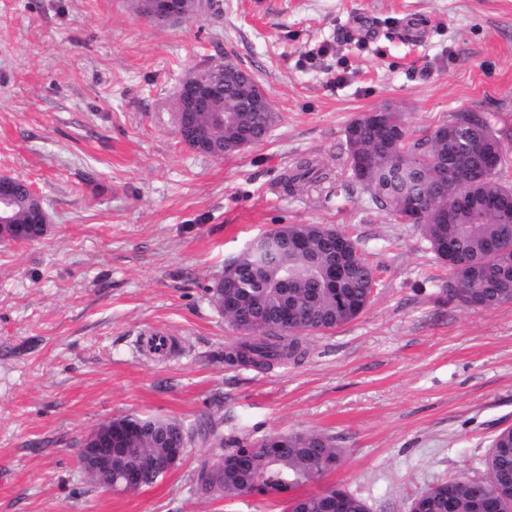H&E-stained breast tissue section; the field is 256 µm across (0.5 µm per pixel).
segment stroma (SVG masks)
<instances>
[{
  "mask_svg": "<svg viewBox=\"0 0 512 512\" xmlns=\"http://www.w3.org/2000/svg\"><path fill=\"white\" fill-rule=\"evenodd\" d=\"M219 2L159 29L132 0H0V176L25 180L48 216L41 239L0 244V512H284L282 496L198 493L221 453L212 438L152 486L91 483L83 439L131 413L209 417L251 444L329 433L344 455L322 486L370 512L482 476L512 425V303H441L448 272L419 228L360 188L283 185L303 157L343 173L347 125L387 102L417 136L462 111L512 129V0ZM219 58L277 115L263 142L222 159L175 123L182 80ZM285 224L358 241L379 268L373 302L310 337L299 363L227 364L239 335L209 290ZM152 331L176 336L170 355L145 352Z\"/></svg>",
  "mask_w": 512,
  "mask_h": 512,
  "instance_id": "35a3bbf8",
  "label": "stroma"
}]
</instances>
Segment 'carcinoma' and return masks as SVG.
Segmentation results:
<instances>
[{"label":"carcinoma","instance_id":"obj_1","mask_svg":"<svg viewBox=\"0 0 512 512\" xmlns=\"http://www.w3.org/2000/svg\"><path fill=\"white\" fill-rule=\"evenodd\" d=\"M240 68L231 60H218L198 73L217 80L229 69ZM224 108L232 121L218 123L212 112H193L187 118L175 115L177 133L185 141L195 136L209 140L213 148L202 155L222 158L237 154L239 140L247 135L253 143L264 140L276 117L271 108L242 100L238 85L224 79ZM389 128L353 120L345 130L347 185H357L373 203L393 219L427 200L432 207L417 225L436 259L450 248L456 261L448 266V282L441 299L466 308L491 309L512 303V183L504 181L507 159L490 162L482 153L462 149L465 141L479 138L492 151L504 144L508 134L495 127L493 119L475 112H458L430 134L415 138L404 115L391 105L380 107ZM446 164L463 166L477 174L457 201L439 190L440 169ZM329 179L317 161L300 159L286 179L288 189L305 183L321 184ZM13 222L25 224L44 212L40 199L26 182L15 179ZM337 229L327 224H285L272 231L276 246L270 250L242 254L224 267L216 285L221 301L235 307L224 318L237 333L248 335L224 353L228 364L270 367L298 363L309 352L306 339L336 330L362 315L372 304L377 269L363 256L357 243L342 257L345 269L336 287L319 282L320 264L329 260ZM305 248H294L296 241ZM287 309L298 313V322L284 331L277 327ZM140 430L124 438L115 458L112 482L123 483L124 472L146 454L183 456L182 433H194L197 424L183 420L132 415ZM227 454L246 456V463L217 473L201 469L198 478L215 484L218 497L247 494H289L287 512H325V502L336 496L342 512H369L359 496L336 485L318 492L294 494L337 468L342 449L336 437L305 431L281 435L266 448H256L235 437L225 440ZM483 476L487 496L503 482L512 484V427L498 431L491 441ZM410 512H480L472 479L459 476L428 485L413 500Z\"/></svg>","mask_w":512,"mask_h":512}]
</instances>
